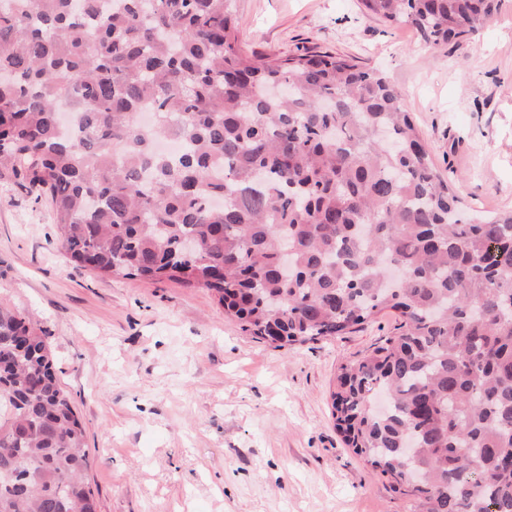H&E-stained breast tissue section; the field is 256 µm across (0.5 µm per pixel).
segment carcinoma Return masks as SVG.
<instances>
[{
  "label": "carcinoma",
  "mask_w": 512,
  "mask_h": 512,
  "mask_svg": "<svg viewBox=\"0 0 512 512\" xmlns=\"http://www.w3.org/2000/svg\"><path fill=\"white\" fill-rule=\"evenodd\" d=\"M360 3L439 46L502 0ZM6 175L75 265L204 288L277 347L394 314L337 376L346 446L420 512H512V209L467 204L376 69L245 54L234 0H0ZM89 466L44 331L1 307L0 512H97Z\"/></svg>",
  "instance_id": "1"
}]
</instances>
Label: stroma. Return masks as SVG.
I'll list each match as a JSON object with an SVG mask.
<instances>
[{"mask_svg": "<svg viewBox=\"0 0 512 512\" xmlns=\"http://www.w3.org/2000/svg\"><path fill=\"white\" fill-rule=\"evenodd\" d=\"M235 9L244 51L330 50L382 71L438 170L485 211L512 208V0L474 36L437 47L358 0ZM59 236L48 201L0 178V305L47 333L85 426L98 512H418L331 415L340 366L392 337L394 316L277 348L206 290L73 267Z\"/></svg>", "mask_w": 512, "mask_h": 512, "instance_id": "stroma-1", "label": "stroma"}]
</instances>
